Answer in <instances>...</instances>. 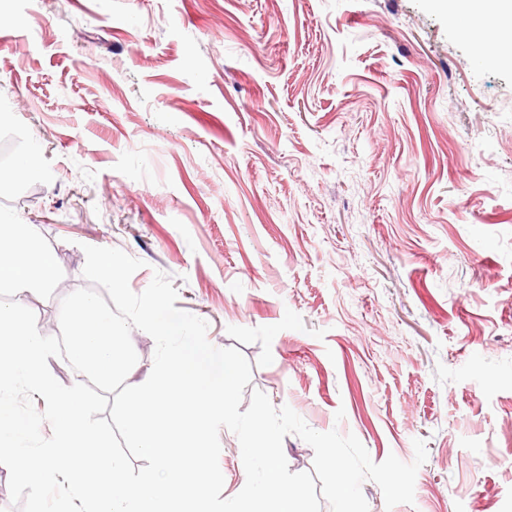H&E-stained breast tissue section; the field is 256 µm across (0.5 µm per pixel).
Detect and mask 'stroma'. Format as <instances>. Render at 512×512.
<instances>
[{"label":"stroma","mask_w":512,"mask_h":512,"mask_svg":"<svg viewBox=\"0 0 512 512\" xmlns=\"http://www.w3.org/2000/svg\"><path fill=\"white\" fill-rule=\"evenodd\" d=\"M469 26L430 0H0V203L64 273L25 301L40 331L84 246L121 249L275 407L377 463L426 442L413 503L368 480L369 512H512V66Z\"/></svg>","instance_id":"35a3bbf8"}]
</instances>
